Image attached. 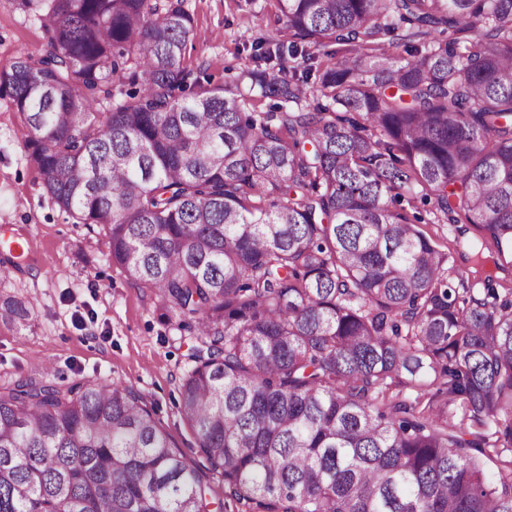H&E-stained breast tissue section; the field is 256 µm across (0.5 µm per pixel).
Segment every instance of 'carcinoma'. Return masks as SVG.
Instances as JSON below:
<instances>
[{"label": "carcinoma", "mask_w": 512, "mask_h": 512, "mask_svg": "<svg viewBox=\"0 0 512 512\" xmlns=\"http://www.w3.org/2000/svg\"><path fill=\"white\" fill-rule=\"evenodd\" d=\"M277 4L292 41L268 35L204 87L182 0H21L47 42L0 86L28 161L190 320L180 408L224 507L512 512V297L493 287L512 246V0ZM328 43L341 57L316 62ZM289 57L287 79L271 62ZM415 200L481 229L484 296ZM207 495L128 386L0 392V512H215Z\"/></svg>", "instance_id": "obj_1"}]
</instances>
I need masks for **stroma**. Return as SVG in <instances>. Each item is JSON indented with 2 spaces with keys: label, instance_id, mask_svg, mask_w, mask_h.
<instances>
[{
  "label": "stroma",
  "instance_id": "1",
  "mask_svg": "<svg viewBox=\"0 0 512 512\" xmlns=\"http://www.w3.org/2000/svg\"><path fill=\"white\" fill-rule=\"evenodd\" d=\"M183 6L195 22L186 64L206 86L251 65L249 44L283 27L276 0H184ZM44 43L43 29L19 0H0V68L19 54L38 55ZM425 230L447 252L449 267L469 268L461 241L479 239L477 226ZM13 236L23 240V253L6 246ZM14 298L28 302L26 320L6 312V300ZM196 344L191 331L167 317L152 289L112 265L101 225L59 209L27 159L23 116L1 89L0 386L47 370L62 383L88 378L132 386L220 498L223 478L179 410V385Z\"/></svg>",
  "mask_w": 512,
  "mask_h": 512
}]
</instances>
